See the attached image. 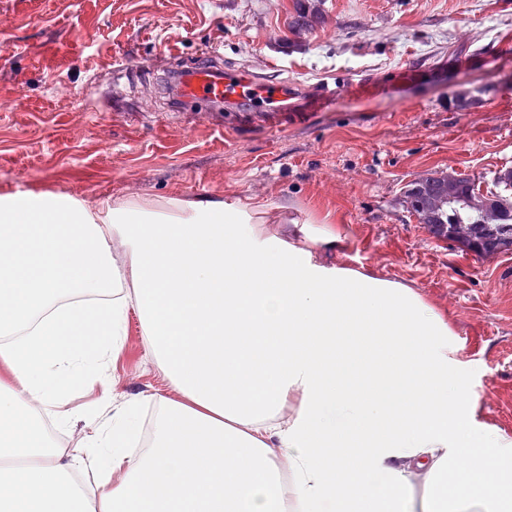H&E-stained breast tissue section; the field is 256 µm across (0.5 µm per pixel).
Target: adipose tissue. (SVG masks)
Listing matches in <instances>:
<instances>
[{
    "instance_id": "obj_1",
    "label": "adipose tissue",
    "mask_w": 512,
    "mask_h": 512,
    "mask_svg": "<svg viewBox=\"0 0 512 512\" xmlns=\"http://www.w3.org/2000/svg\"><path fill=\"white\" fill-rule=\"evenodd\" d=\"M260 203L0 195V512H512V438L467 421L448 324L410 288L325 266ZM136 304L167 390L62 457L39 415L106 382ZM99 468L87 496L72 474Z\"/></svg>"
}]
</instances>
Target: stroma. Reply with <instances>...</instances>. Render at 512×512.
<instances>
[{"label": "stroma", "instance_id": "35a3bbf8", "mask_svg": "<svg viewBox=\"0 0 512 512\" xmlns=\"http://www.w3.org/2000/svg\"><path fill=\"white\" fill-rule=\"evenodd\" d=\"M300 6L319 21L299 32ZM208 46L286 81L299 118L176 104L174 76ZM323 83L335 96L309 98ZM505 168L512 0H0V194L257 201L287 233L335 225L318 259L417 291L448 322L477 420L512 438V252L462 250L404 201L429 174L486 190ZM165 386L129 308L109 383L71 391L63 431L82 444V408Z\"/></svg>", "mask_w": 512, "mask_h": 512}]
</instances>
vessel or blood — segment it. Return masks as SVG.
<instances>
[{
	"mask_svg": "<svg viewBox=\"0 0 512 512\" xmlns=\"http://www.w3.org/2000/svg\"><path fill=\"white\" fill-rule=\"evenodd\" d=\"M216 57V52H209L207 61L188 69L178 88L180 98L193 104L204 101L239 106L247 103L262 112H287V85L222 71L212 64Z\"/></svg>",
	"mask_w": 512,
	"mask_h": 512,
	"instance_id": "1",
	"label": "vessel or blood"
}]
</instances>
